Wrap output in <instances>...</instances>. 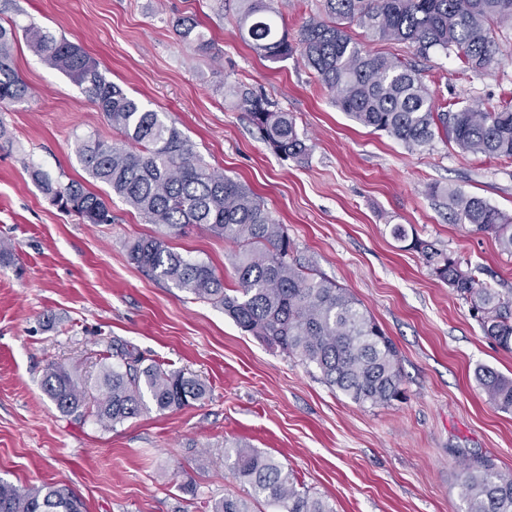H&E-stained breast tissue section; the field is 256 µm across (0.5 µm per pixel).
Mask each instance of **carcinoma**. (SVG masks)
Returning a JSON list of instances; mask_svg holds the SVG:
<instances>
[{
  "label": "carcinoma",
  "mask_w": 512,
  "mask_h": 512,
  "mask_svg": "<svg viewBox=\"0 0 512 512\" xmlns=\"http://www.w3.org/2000/svg\"><path fill=\"white\" fill-rule=\"evenodd\" d=\"M236 28L258 55L278 62L297 52L314 71L336 106L364 127L384 131L410 150L439 138L463 155L512 161V99L490 110L436 98L422 70L405 58L369 53L351 27L386 42L407 43L414 56L453 54L464 72L483 73L493 61L494 27H512V0H322L321 13L302 26L300 49L275 19V0H238ZM180 40L204 54L215 50L192 18L175 24ZM31 50L51 69L80 85L120 139L111 143L89 133L80 139L84 168L113 195L151 224L180 231L204 225L238 247L231 264L237 277L229 287L209 264L187 260L160 237L128 245L131 263L151 277L224 310L242 329L267 345L314 367L322 380L354 403L388 405L402 397L396 347L375 319L345 289L313 273L291 256L285 225L247 185L209 166L193 142L159 112L145 109L105 79L98 63L79 45L29 23L22 28ZM17 32L0 26V104L22 103L33 88L14 66ZM240 108L276 154L303 162L308 157L292 116L271 109L269 99L250 89L234 91ZM33 182L51 202L89 224L112 223L102 196L75 180L66 184L29 165ZM456 224L495 239L512 255V215L462 190L433 188ZM432 274L471 305L485 336L512 351V296L480 279V268L413 238ZM119 362L105 364L94 383L80 381L53 362L42 389L56 408L72 414L93 408L110 425L155 408L177 409L206 395L197 376L144 364L137 352L121 349ZM489 404L512 412V379L484 367L476 372ZM224 461L249 486V498L226 496L211 512H252L262 499L278 512H335L325 499L299 489L292 471L274 457L247 445L224 447ZM465 512H512V471L487 457L463 464L457 476ZM73 494L49 484L19 487L0 479V512H82Z\"/></svg>",
  "instance_id": "1"
}]
</instances>
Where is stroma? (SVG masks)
<instances>
[{
  "label": "stroma",
  "mask_w": 512,
  "mask_h": 512,
  "mask_svg": "<svg viewBox=\"0 0 512 512\" xmlns=\"http://www.w3.org/2000/svg\"><path fill=\"white\" fill-rule=\"evenodd\" d=\"M236 9V0H0V25L33 21L80 44L107 81L175 120L207 164L262 197L295 258L345 288L393 339L403 399L354 403L218 307L128 259L130 241L157 236L235 285V245L205 227L167 231L116 197L108 224L52 205L27 164L105 193L81 164L78 140L94 133L109 142L114 133L84 86L21 38L14 62L35 95L0 108L10 134L0 141V241L14 252L13 265L0 267V479L56 484L84 512H207L208 501L249 494L224 462L225 445L239 442L274 456L336 512H463L455 482L464 459L487 456L512 470V413L490 405L475 380L481 366L512 378V352L484 335L468 303L392 229L404 225L512 292V256L453 223L430 196L431 186H454L512 214V162L464 156L439 140L411 151L356 124L299 56L259 58L235 28ZM181 17L205 27L220 61L180 42ZM495 42L481 74L431 54L420 63L426 83L481 109L511 98L512 28ZM240 86L291 113L307 163L267 146L228 93ZM122 347L198 375L206 397L107 426L88 411L63 414L45 395L48 363L92 382Z\"/></svg>",
  "instance_id": "obj_1"
}]
</instances>
